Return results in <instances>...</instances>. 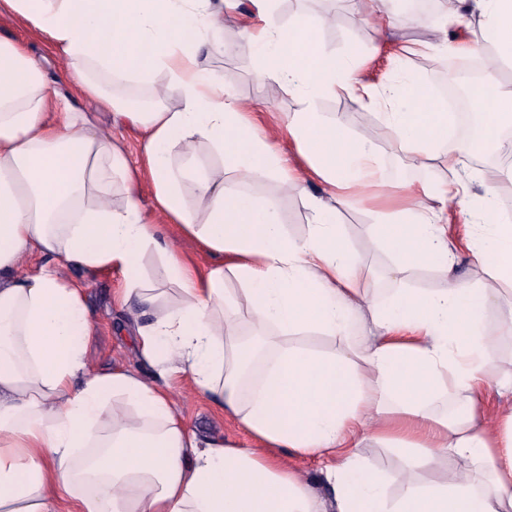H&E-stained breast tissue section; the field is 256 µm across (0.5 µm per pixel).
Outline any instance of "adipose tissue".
<instances>
[{
	"instance_id": "1",
	"label": "adipose tissue",
	"mask_w": 512,
	"mask_h": 512,
	"mask_svg": "<svg viewBox=\"0 0 512 512\" xmlns=\"http://www.w3.org/2000/svg\"><path fill=\"white\" fill-rule=\"evenodd\" d=\"M237 2L0 0V13L30 23L69 61L81 93L142 132L145 156L132 167L94 117L50 111L40 65L0 37V512H61L64 497L73 512H512V407L491 424L477 404L492 379L512 383L488 352L502 325L512 326V311L501 324L485 321L500 295L457 273L448 234L449 210L469 211L472 264L512 286V224L502 221L496 192L512 166L480 171L476 193L457 181L444 190L399 185L373 226L395 258L391 273L402 282L428 266L442 285L401 286L382 303L336 222L339 206L385 182L375 140L352 138L345 114L317 110L319 99L344 90L382 108L409 167L436 158L455 171L480 144L502 147L512 92L482 86L472 98L486 117L480 140L455 138L445 101L420 81L396 75L373 86L357 77L353 57L328 53L319 39L324 16L284 23L274 0H250L259 22L241 33L259 53L257 79L299 98L288 134L324 184L308 196L313 224L292 237L276 201L245 186L258 171L294 190L305 179L198 61L223 48ZM466 12L482 20L496 60L512 64V0H448L449 16ZM89 69L119 82L164 74L180 104L131 107L83 79ZM200 142L222 154V171L169 165L175 149ZM145 177L160 210L217 256L205 276L144 214ZM186 180L195 199L183 192ZM34 252L57 262L20 273ZM63 263L121 274L112 300L129 314L138 368L90 369L95 324ZM154 274L175 292L155 288ZM231 274L249 298L259 339L252 352L234 334ZM305 331L344 346L288 343ZM182 373L257 447L190 429L168 385ZM367 441L394 452L396 496L359 455ZM332 454L336 462L322 472L330 493L321 496L290 461Z\"/></svg>"
}]
</instances>
